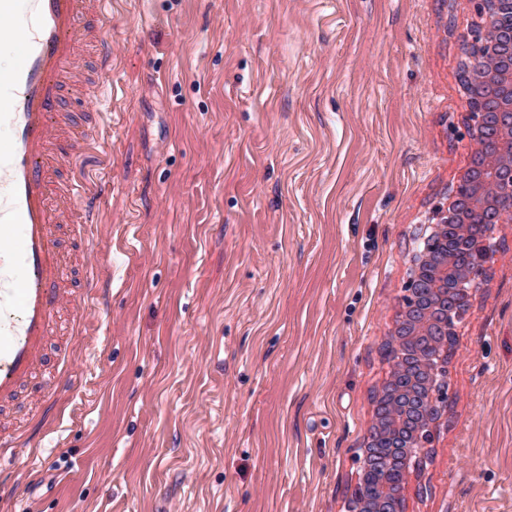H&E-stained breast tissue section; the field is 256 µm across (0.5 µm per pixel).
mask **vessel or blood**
I'll use <instances>...</instances> for the list:
<instances>
[{"label":"vessel or blood","mask_w":512,"mask_h":512,"mask_svg":"<svg viewBox=\"0 0 512 512\" xmlns=\"http://www.w3.org/2000/svg\"><path fill=\"white\" fill-rule=\"evenodd\" d=\"M112 0H0V408L36 375L66 294L61 232L82 239L107 182L89 187L73 162L101 115L76 112L67 89L98 94L112 70Z\"/></svg>","instance_id":"1"}]
</instances>
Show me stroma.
Returning a JSON list of instances; mask_svg holds the SVG:
<instances>
[{"mask_svg": "<svg viewBox=\"0 0 512 512\" xmlns=\"http://www.w3.org/2000/svg\"><path fill=\"white\" fill-rule=\"evenodd\" d=\"M476 0H112L110 172L86 263L0 464V512H347L412 256L474 148ZM457 326L404 512H512V223Z\"/></svg>", "mask_w": 512, "mask_h": 512, "instance_id": "obj_1", "label": "stroma"}]
</instances>
